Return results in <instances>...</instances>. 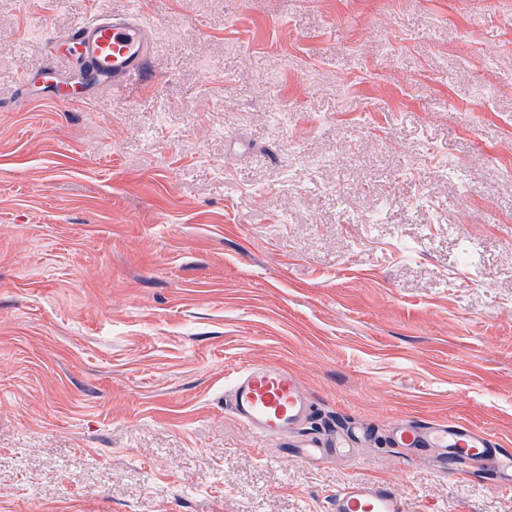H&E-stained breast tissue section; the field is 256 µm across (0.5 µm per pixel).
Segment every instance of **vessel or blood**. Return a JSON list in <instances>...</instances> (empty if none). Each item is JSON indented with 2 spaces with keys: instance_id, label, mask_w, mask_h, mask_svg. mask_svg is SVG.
I'll return each instance as SVG.
<instances>
[{
  "instance_id": "b4317fda",
  "label": "vessel or blood",
  "mask_w": 512,
  "mask_h": 512,
  "mask_svg": "<svg viewBox=\"0 0 512 512\" xmlns=\"http://www.w3.org/2000/svg\"><path fill=\"white\" fill-rule=\"evenodd\" d=\"M69 48L65 57L49 55L47 67L60 86H67L72 65H79L103 83L119 86L143 75L154 51L148 29L137 12L100 15L84 20L62 35ZM234 417L266 439L282 438L298 430L311 416L312 403L293 373L253 364L241 371L229 388ZM392 438L401 448H419L443 463L469 464L489 470L498 485L512 487V451L497 447L488 434L464 424H419L405 421ZM350 433L331 443L310 439L303 448L309 460L339 454L351 442ZM401 502L388 486L352 483L337 491L331 512H401Z\"/></svg>"
}]
</instances>
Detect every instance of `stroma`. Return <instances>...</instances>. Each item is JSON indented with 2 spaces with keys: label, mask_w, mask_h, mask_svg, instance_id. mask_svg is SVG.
I'll return each instance as SVG.
<instances>
[{
  "label": "stroma",
  "mask_w": 512,
  "mask_h": 512,
  "mask_svg": "<svg viewBox=\"0 0 512 512\" xmlns=\"http://www.w3.org/2000/svg\"><path fill=\"white\" fill-rule=\"evenodd\" d=\"M130 9L144 76L65 102L50 38ZM260 362L353 454L236 421ZM401 420L512 449V0H0V512H512ZM348 442H355L349 432L336 435L329 445L320 440L309 439L303 445V457L308 460H321L327 456H336V454L345 456L346 453L341 452L340 448H345V445L350 446ZM401 502L388 486L352 483L336 492L332 512H401Z\"/></svg>",
  "instance_id": "obj_1"
}]
</instances>
